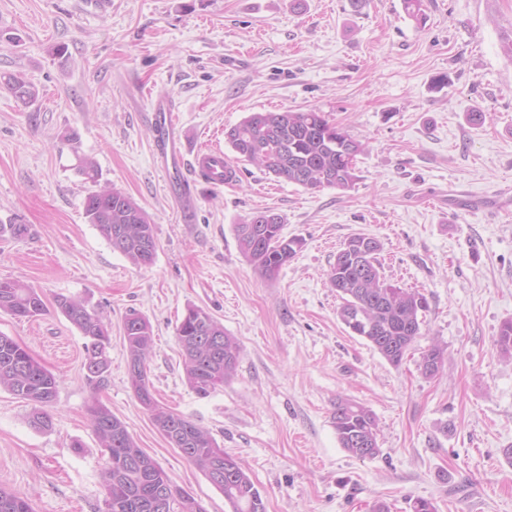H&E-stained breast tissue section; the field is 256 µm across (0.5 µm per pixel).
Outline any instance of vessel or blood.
Returning a JSON list of instances; mask_svg holds the SVG:
<instances>
[{
    "label": "vessel or blood",
    "mask_w": 512,
    "mask_h": 512,
    "mask_svg": "<svg viewBox=\"0 0 512 512\" xmlns=\"http://www.w3.org/2000/svg\"><path fill=\"white\" fill-rule=\"evenodd\" d=\"M156 136L152 153L159 167L169 180L171 193L177 197L181 210H188L191 200L180 177L184 161L185 145L180 137L175 108L171 102L161 100L152 105ZM194 164L199 178L219 188L236 179V169L225 157L223 151L212 147L199 148Z\"/></svg>",
    "instance_id": "1"
}]
</instances>
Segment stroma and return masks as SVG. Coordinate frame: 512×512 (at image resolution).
<instances>
[{
	"mask_svg": "<svg viewBox=\"0 0 512 512\" xmlns=\"http://www.w3.org/2000/svg\"><path fill=\"white\" fill-rule=\"evenodd\" d=\"M425 26L402 0H0V73L39 97L23 106L0 89V279L36 288L47 311L0 312L12 337L58 380L50 428L30 426L29 404L0 389V487L33 512H104L105 458L90 422L99 403L206 512L224 495L171 448L128 379L123 321L151 325L149 380L164 406L208 430L237 456L266 512H512V357L496 346L512 319V213L459 205L464 192H512V0H424ZM447 87H432L434 76ZM177 105L196 195L181 218L155 164L151 103ZM318 108L366 144L347 191H310L238 162L213 188L191 167L201 146L226 149L225 130L249 113ZM485 114L481 125L468 115ZM77 132V142L67 136ZM131 196L156 228L154 262L138 267L88 224L93 186ZM271 210L297 255L270 279L242 255L235 224ZM377 238L382 274L428 299L421 334L388 363L338 316L326 272L345 239ZM77 297L110 323L107 383L85 377L86 338L58 310ZM206 310L234 336L235 374L202 398L188 386L176 327ZM444 349L435 378L419 367ZM370 409L378 454L360 460L337 441L336 397Z\"/></svg>",
	"mask_w": 512,
	"mask_h": 512,
	"instance_id": "1",
	"label": "stroma"
}]
</instances>
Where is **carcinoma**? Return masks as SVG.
<instances>
[{
    "label": "carcinoma",
    "instance_id": "carcinoma-1",
    "mask_svg": "<svg viewBox=\"0 0 512 512\" xmlns=\"http://www.w3.org/2000/svg\"><path fill=\"white\" fill-rule=\"evenodd\" d=\"M403 8L416 24H426L423 0H403ZM0 89L10 92L25 106L37 99L35 88L12 73H0ZM224 136L237 158L308 190H348L359 180L356 161L364 154L365 146L316 108L252 112ZM77 170L85 181H98L99 169L93 159L79 158ZM83 210L88 223L95 225L112 248L133 264L153 262L157 250L155 225L126 193L114 187L90 192L84 199ZM283 226L282 216L271 210L234 225L241 252L262 276L277 273L303 245L299 237L284 236ZM380 251L381 244L376 238L364 233L350 235L330 265L328 280L342 300L338 311L342 323L370 343L386 361L398 366L421 334L429 303L419 290L400 288L386 281L378 259ZM56 306L88 339L83 361L87 380L103 385L109 367V329L101 317L79 300L59 296ZM0 311L29 319L45 313L46 305L36 289L16 280L0 279ZM123 331L128 367H139L142 387L135 394L154 427L167 440L173 433L178 435L190 450L186 459L206 478H211L217 467L224 470L223 481L213 486L224 494L229 512H266L261 493L242 463L225 452L208 431L155 400L148 368L142 366L153 347L149 322L133 312L125 317ZM176 335L183 351L187 382L198 396H209L234 375L239 345L207 311L195 306L187 308L176 327ZM496 345L502 355L512 356L511 319L500 326ZM443 362V348L433 345L421 356V371L433 378ZM0 387L32 406L31 426L50 427L47 407L54 403L58 393L56 377L27 349L2 333ZM91 416L106 457L102 473L106 491L104 512H157L156 505L162 496L170 501L167 512H205L193 495L173 484L162 466L138 446L110 410L95 406ZM331 423L341 448L348 454L359 460L377 454V423L370 409L339 397L333 403ZM0 512H32V507L22 493L0 488Z\"/></svg>",
    "mask_w": 512,
    "mask_h": 512
}]
</instances>
